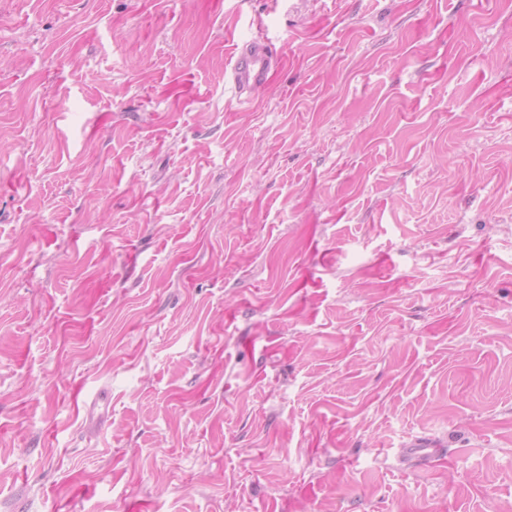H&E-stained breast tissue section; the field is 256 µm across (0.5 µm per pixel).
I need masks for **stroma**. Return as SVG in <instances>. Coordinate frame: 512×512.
I'll return each instance as SVG.
<instances>
[{
    "instance_id": "obj_1",
    "label": "stroma",
    "mask_w": 512,
    "mask_h": 512,
    "mask_svg": "<svg viewBox=\"0 0 512 512\" xmlns=\"http://www.w3.org/2000/svg\"><path fill=\"white\" fill-rule=\"evenodd\" d=\"M0 512H512V0H0ZM233 58L227 78L238 98L250 102L266 87L272 66L278 60L256 38L236 43Z\"/></svg>"
}]
</instances>
